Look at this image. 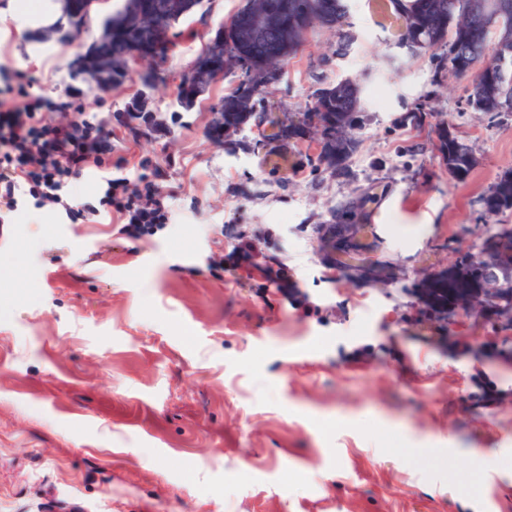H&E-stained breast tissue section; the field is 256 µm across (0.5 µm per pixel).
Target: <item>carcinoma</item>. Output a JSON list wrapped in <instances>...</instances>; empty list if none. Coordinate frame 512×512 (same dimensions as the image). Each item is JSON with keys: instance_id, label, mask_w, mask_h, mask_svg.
Masks as SVG:
<instances>
[{"instance_id": "1", "label": "carcinoma", "mask_w": 512, "mask_h": 512, "mask_svg": "<svg viewBox=\"0 0 512 512\" xmlns=\"http://www.w3.org/2000/svg\"><path fill=\"white\" fill-rule=\"evenodd\" d=\"M267 0H245L224 26V55L226 69L240 64L251 73L248 83L224 97V127L238 129L248 122L252 112L240 106L242 95L258 93L263 86L277 79L281 64L296 53L305 33L315 27L339 29L347 13V0H323L320 13L311 17L300 10L304 0H276L287 8L291 37L288 46L260 38L253 42L241 39L248 25L247 8L261 9ZM195 0H152L156 10L166 16L169 25L193 11ZM501 0H405L396 4L401 13L402 39L413 51L439 52L448 71L464 75L478 70L477 78L467 97L468 106L475 112H512V13L501 12ZM116 15L109 13L102 19L98 43L106 50L121 54L127 43L116 32L108 30L116 23ZM360 86L350 80L319 91L303 121L294 127L302 134L313 127L314 118L332 122L336 139L323 144L321 155L331 158L328 166L343 168L354 147L351 131L355 114L360 108ZM441 151L448 173L457 180L466 179L475 164L472 150L455 133L441 134ZM483 216L488 221L512 212V170L504 172L482 199ZM482 278L471 255L467 254L454 265L448 282L437 285L439 290L450 288H480Z\"/></svg>"}]
</instances>
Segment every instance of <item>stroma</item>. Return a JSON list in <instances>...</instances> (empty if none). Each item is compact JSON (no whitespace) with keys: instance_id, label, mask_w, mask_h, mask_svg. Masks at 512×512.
Instances as JSON below:
<instances>
[{"instance_id":"35a3bbf8","label":"stroma","mask_w":512,"mask_h":512,"mask_svg":"<svg viewBox=\"0 0 512 512\" xmlns=\"http://www.w3.org/2000/svg\"><path fill=\"white\" fill-rule=\"evenodd\" d=\"M242 0H203L106 89L73 66L101 28L23 14L0 38V99L39 81L53 120L112 129V175L157 187L173 214L130 241L120 215L71 224L33 199L0 231V512H512V361L487 326L436 324L417 277L486 233L481 200L512 169V113L473 112L471 77L411 52L348 0L342 30L308 32L254 98L264 123L208 131L244 80L190 106L178 87ZM361 88L344 169L278 136L319 89ZM472 149L466 180L438 130ZM324 224L374 225L383 283L344 277ZM252 247L235 271L221 257Z\"/></svg>"}]
</instances>
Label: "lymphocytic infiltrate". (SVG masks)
I'll return each instance as SVG.
<instances>
[{
  "label": "lymphocytic infiltrate",
  "mask_w": 512,
  "mask_h": 512,
  "mask_svg": "<svg viewBox=\"0 0 512 512\" xmlns=\"http://www.w3.org/2000/svg\"><path fill=\"white\" fill-rule=\"evenodd\" d=\"M50 107L49 99L31 93L21 104H0V207L17 211L28 196L37 205L63 210L74 224L124 215V232L133 240L164 231L170 216L158 190L133 187L106 168L111 129L86 112L56 123L48 116ZM84 177L93 179L98 203L80 208L73 203L72 188Z\"/></svg>",
  "instance_id": "f902f5d3"
}]
</instances>
